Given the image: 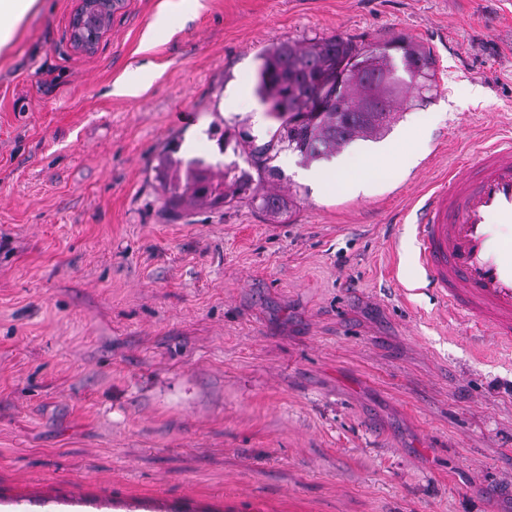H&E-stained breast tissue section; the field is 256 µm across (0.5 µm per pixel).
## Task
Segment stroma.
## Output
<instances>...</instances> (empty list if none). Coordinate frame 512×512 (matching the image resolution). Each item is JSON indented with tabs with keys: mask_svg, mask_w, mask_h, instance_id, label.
I'll return each mask as SVG.
<instances>
[{
	"mask_svg": "<svg viewBox=\"0 0 512 512\" xmlns=\"http://www.w3.org/2000/svg\"><path fill=\"white\" fill-rule=\"evenodd\" d=\"M42 2L0 52V504L512 512V352L417 287L400 222L512 132V0H123L91 54L69 43L80 0ZM399 34L436 87L359 146L421 125L416 166L342 195L285 148L262 177L283 213H165L164 147L243 169L240 133H275L263 48Z\"/></svg>",
	"mask_w": 512,
	"mask_h": 512,
	"instance_id": "stroma-1",
	"label": "stroma"
}]
</instances>
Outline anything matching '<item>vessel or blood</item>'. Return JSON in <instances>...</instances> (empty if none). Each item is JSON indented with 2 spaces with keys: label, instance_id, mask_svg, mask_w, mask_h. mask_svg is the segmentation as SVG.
Returning a JSON list of instances; mask_svg holds the SVG:
<instances>
[{
  "label": "vessel or blood",
  "instance_id": "b4317fda",
  "mask_svg": "<svg viewBox=\"0 0 512 512\" xmlns=\"http://www.w3.org/2000/svg\"><path fill=\"white\" fill-rule=\"evenodd\" d=\"M413 232L449 314L512 348V141L474 151L466 174L425 197Z\"/></svg>",
  "mask_w": 512,
  "mask_h": 512
}]
</instances>
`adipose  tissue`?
Returning a JSON list of instances; mask_svg holds the SVG:
<instances>
[{
    "instance_id": "ef3b65f1",
    "label": "adipose tissue",
    "mask_w": 512,
    "mask_h": 512,
    "mask_svg": "<svg viewBox=\"0 0 512 512\" xmlns=\"http://www.w3.org/2000/svg\"><path fill=\"white\" fill-rule=\"evenodd\" d=\"M423 135L418 127H410L398 142L386 145L376 153L359 151L342 157L326 168L303 171L305 180L320 186L336 187L341 193L364 190L376 177L377 170L392 158H399L402 168L414 165L422 151Z\"/></svg>"
}]
</instances>
